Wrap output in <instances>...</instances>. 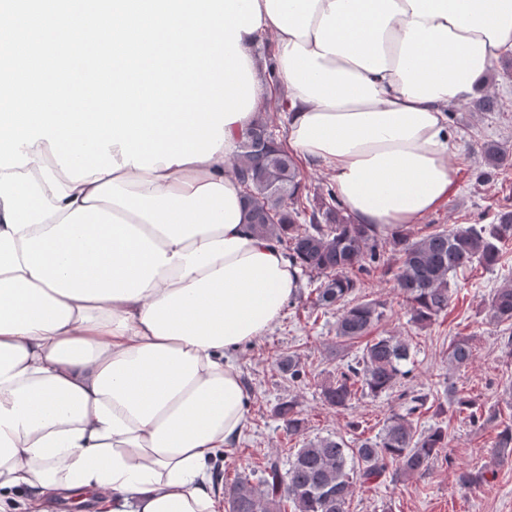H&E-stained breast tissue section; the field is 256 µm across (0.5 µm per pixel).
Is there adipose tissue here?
I'll list each match as a JSON object with an SVG mask.
<instances>
[{
    "instance_id": "1",
    "label": "adipose tissue",
    "mask_w": 512,
    "mask_h": 512,
    "mask_svg": "<svg viewBox=\"0 0 512 512\" xmlns=\"http://www.w3.org/2000/svg\"><path fill=\"white\" fill-rule=\"evenodd\" d=\"M242 33L255 104L202 162L75 182L47 140L0 169V512L53 496L98 512H220L210 462L242 434L232 358L300 267L246 220L231 158L266 102L283 145L388 233L455 182L449 105L512 52V0H258Z\"/></svg>"
}]
</instances>
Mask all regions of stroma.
I'll return each instance as SVG.
<instances>
[{"label":"stroma","instance_id":"1","mask_svg":"<svg viewBox=\"0 0 512 512\" xmlns=\"http://www.w3.org/2000/svg\"><path fill=\"white\" fill-rule=\"evenodd\" d=\"M487 84L488 95L501 102L502 109L482 112L473 100L449 109L448 125L458 143L452 159L455 184L446 202L421 223L406 227L410 238L463 224H487L498 210L512 208V165L491 168L480 158V147L488 142L512 153V55L497 61ZM507 277L512 278V242L503 246L494 270L477 266L454 276L447 314L424 327L411 323L392 281L378 274L364 278L355 299L386 304L385 316L373 327V335L401 337L411 349L413 371L402 379L399 390L442 394L453 389L498 407L505 419L512 420V350L504 348L501 330L490 323L486 312L492 289ZM313 289L309 277H302L280 320L260 340L234 353L249 394V424L236 445L221 450L212 463L220 486H230L238 475L262 470L270 459L287 467L306 439L332 436L350 442L376 436L399 407V390L360 398L346 411L322 401L321 383L360 355L364 343L339 342L336 311L314 309ZM457 336L473 337L475 344L472 363L460 369L449 367L447 360L448 344ZM288 354L301 362L306 372L301 380L290 381L279 371V359ZM291 396L298 398L305 419L304 430L294 436L288 435L273 413L278 402ZM438 422L448 427L445 457L425 473L356 489L346 512H512V457L492 454L494 430L473 426L449 409L440 417L431 411L423 413L417 426L425 430ZM465 468L483 471L486 483L473 490L461 489L457 474Z\"/></svg>","mask_w":512,"mask_h":512}]
</instances>
